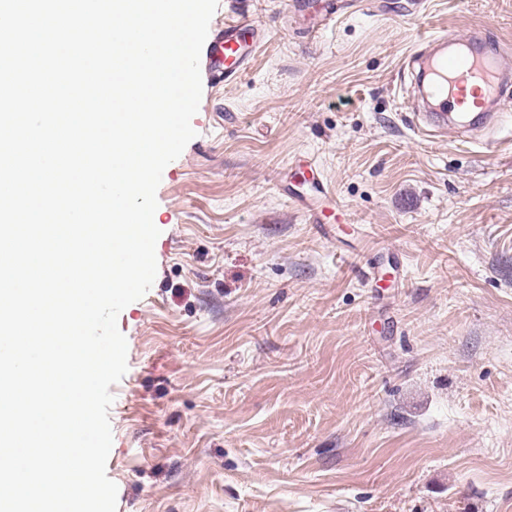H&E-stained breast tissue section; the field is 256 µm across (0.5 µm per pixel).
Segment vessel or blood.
<instances>
[{
    "label": "vessel or blood",
    "mask_w": 512,
    "mask_h": 512,
    "mask_svg": "<svg viewBox=\"0 0 512 512\" xmlns=\"http://www.w3.org/2000/svg\"><path fill=\"white\" fill-rule=\"evenodd\" d=\"M346 0H323L316 14H309L306 0H285L284 8L294 19L306 20L307 33L314 34L332 22ZM268 36L264 24L248 8H237L231 19L216 28L200 58L201 70L209 84H228L244 75L256 48ZM423 51L407 56L401 74L412 78L409 109L412 126L423 137L451 135L459 140L481 143L482 132L497 118V101L512 90V53L500 46H488L481 31L467 36L429 37ZM476 84L480 94L475 103L465 97L467 84ZM310 189L289 192L290 202L313 224L320 236H328L332 211L321 208L320 200L332 198L335 190L324 181L318 165L309 158L295 161Z\"/></svg>",
    "instance_id": "1"
}]
</instances>
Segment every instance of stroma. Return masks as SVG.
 Returning <instances> with one entry per match:
<instances>
[{"instance_id": "stroma-1", "label": "stroma", "mask_w": 512, "mask_h": 512, "mask_svg": "<svg viewBox=\"0 0 512 512\" xmlns=\"http://www.w3.org/2000/svg\"><path fill=\"white\" fill-rule=\"evenodd\" d=\"M426 4L309 36L251 0L269 38L204 85L118 318L117 512H512V121L422 138L397 77L430 35L512 44V0ZM301 155L336 190L326 239L280 191Z\"/></svg>"}]
</instances>
